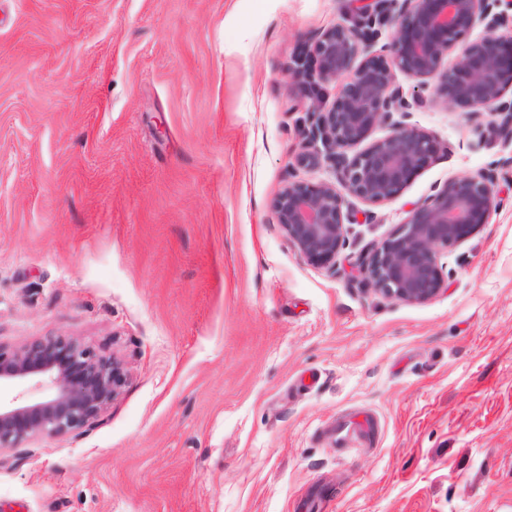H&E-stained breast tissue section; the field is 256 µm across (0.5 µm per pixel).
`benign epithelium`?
<instances>
[{
    "label": "benign epithelium",
    "instance_id": "obj_1",
    "mask_svg": "<svg viewBox=\"0 0 512 512\" xmlns=\"http://www.w3.org/2000/svg\"><path fill=\"white\" fill-rule=\"evenodd\" d=\"M394 18L399 28L383 46L387 55L366 58ZM510 22L512 0H371L349 23L320 34L313 57L290 69L311 100L301 105L306 151L298 161L332 167L339 186L294 182L280 194L277 222L301 255L336 267L349 225L358 223L347 197L381 204L437 152L428 133L405 122L411 104L396 87L397 73L414 78L423 90L436 80L446 102H467L476 117L488 110L500 121L488 123L486 132L512 139V38H469L476 24L492 31ZM451 54L455 64L448 69L443 63ZM331 81L340 91L325 109L321 85ZM378 124L389 126L391 134L348 155ZM495 180L490 170L448 181L360 257L350 278L395 301L422 303L440 295L447 281L437 255L463 242L497 206ZM26 382L50 393L0 403V450L92 428L126 376L113 359L72 338L48 336L16 347L0 343V384Z\"/></svg>",
    "mask_w": 512,
    "mask_h": 512
}]
</instances>
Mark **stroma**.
Here are the masks:
<instances>
[{"mask_svg":"<svg viewBox=\"0 0 512 512\" xmlns=\"http://www.w3.org/2000/svg\"><path fill=\"white\" fill-rule=\"evenodd\" d=\"M356 0H0V341L68 336L126 384L92 429L7 450L0 512H512V170L385 299L347 273L448 180L512 157L414 79L438 150L335 268L276 219L288 76ZM422 103H414V96Z\"/></svg>","mask_w":512,"mask_h":512,"instance_id":"1","label":"stroma"}]
</instances>
